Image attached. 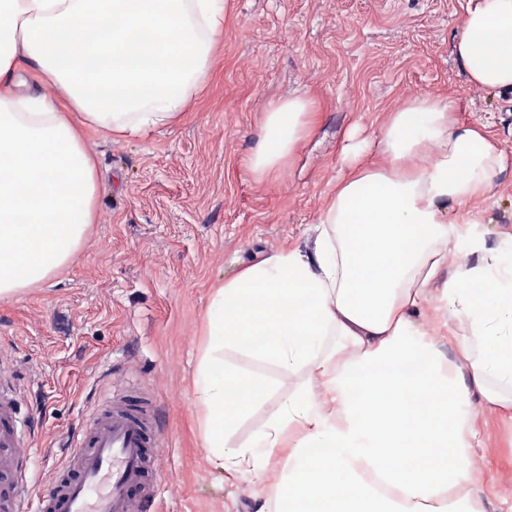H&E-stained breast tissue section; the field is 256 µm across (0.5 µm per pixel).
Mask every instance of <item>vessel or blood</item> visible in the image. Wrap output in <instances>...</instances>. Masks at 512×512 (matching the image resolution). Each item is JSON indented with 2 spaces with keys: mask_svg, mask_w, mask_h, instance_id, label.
Segmentation results:
<instances>
[{
  "mask_svg": "<svg viewBox=\"0 0 512 512\" xmlns=\"http://www.w3.org/2000/svg\"><path fill=\"white\" fill-rule=\"evenodd\" d=\"M147 397L117 393L90 416L69 444L63 471L38 495L39 512H146L160 481L151 467L159 431ZM30 426L12 385L0 387V474L10 483L0 512H30V465L20 456Z\"/></svg>",
  "mask_w": 512,
  "mask_h": 512,
  "instance_id": "obj_1",
  "label": "vessel or blood"
}]
</instances>
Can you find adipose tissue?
Segmentation results:
<instances>
[{
	"label": "adipose tissue",
	"mask_w": 512,
	"mask_h": 512,
	"mask_svg": "<svg viewBox=\"0 0 512 512\" xmlns=\"http://www.w3.org/2000/svg\"><path fill=\"white\" fill-rule=\"evenodd\" d=\"M225 0H0V84L18 59L54 78L71 104L0 94V299L80 254L95 221L96 174L80 126L117 133L179 119L208 72ZM453 53L469 83L512 95V0H464ZM312 129L309 100L272 104L248 159L281 170ZM360 147L322 213L310 250L287 248L217 288L195 379L209 455L272 480L257 512H487L473 450V395L509 409L512 236L488 246L480 204L508 161L454 98L420 95ZM439 312L469 339L442 350L417 315ZM336 344L325 350V337ZM237 350L317 375L246 442L263 403L228 366Z\"/></svg>",
	"instance_id": "obj_1"
}]
</instances>
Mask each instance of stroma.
<instances>
[{"mask_svg": "<svg viewBox=\"0 0 512 512\" xmlns=\"http://www.w3.org/2000/svg\"><path fill=\"white\" fill-rule=\"evenodd\" d=\"M463 0H227L203 88L180 121L116 136L85 132L96 166V219L82 252L50 279L0 299V375L33 421L30 494L53 479L65 444L100 394L140 388L160 431L162 480L150 512H256L266 489L208 457L194 376L214 288L261 257L310 248L350 130L372 138L404 100L452 95L461 120L486 126L512 158V98L471 86L452 51ZM308 98L314 129L282 173L248 167L270 104ZM478 226L512 234V168L492 180ZM227 365L270 383L267 405L238 426L243 442L299 384L236 351ZM473 454L488 512H512V413L473 397Z\"/></svg>", "mask_w": 512, "mask_h": 512, "instance_id": "35a3bbf8", "label": "stroma"}]
</instances>
